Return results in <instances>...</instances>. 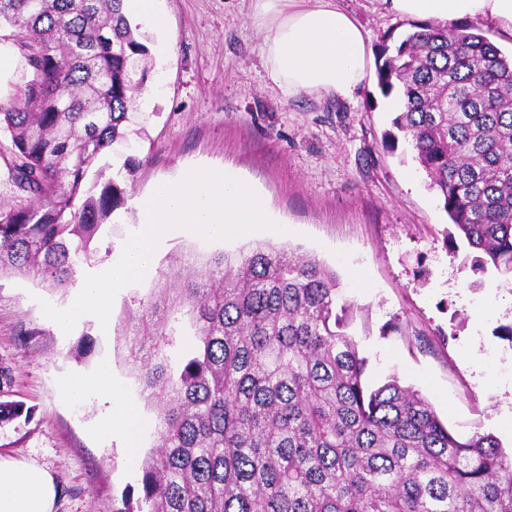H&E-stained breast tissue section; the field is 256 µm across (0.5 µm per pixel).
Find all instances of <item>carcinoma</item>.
<instances>
[{
	"label": "carcinoma",
	"instance_id": "carcinoma-1",
	"mask_svg": "<svg viewBox=\"0 0 512 512\" xmlns=\"http://www.w3.org/2000/svg\"><path fill=\"white\" fill-rule=\"evenodd\" d=\"M122 0H0L32 69L0 112L19 202L0 205V271L64 286L125 190L98 184L99 159L127 142L135 56ZM380 48L377 85L401 111L471 270L512 276V56L469 22L411 24ZM96 181L87 183L90 171ZM201 284L131 318L143 390L164 405L146 461L148 512H512V455L496 436L452 433L432 404L390 376L367 383L353 309L316 259L257 243L221 251ZM196 347L175 361L169 337ZM30 418L0 402V423Z\"/></svg>",
	"mask_w": 512,
	"mask_h": 512
}]
</instances>
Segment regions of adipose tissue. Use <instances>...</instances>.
I'll return each mask as SVG.
<instances>
[{
	"instance_id": "adipose-tissue-1",
	"label": "adipose tissue",
	"mask_w": 512,
	"mask_h": 512,
	"mask_svg": "<svg viewBox=\"0 0 512 512\" xmlns=\"http://www.w3.org/2000/svg\"><path fill=\"white\" fill-rule=\"evenodd\" d=\"M266 16L263 54L269 76L283 96L301 93L349 96L364 83L370 41L337 0H256ZM395 14L442 23L485 21L512 39V0H386ZM96 394L108 408L97 430L121 434L134 446L140 425L135 407L115 381L110 362L71 380L64 397ZM55 476L33 461L0 455V512H54Z\"/></svg>"
}]
</instances>
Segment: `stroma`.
<instances>
[{"instance_id": "stroma-1", "label": "stroma", "mask_w": 512, "mask_h": 512, "mask_svg": "<svg viewBox=\"0 0 512 512\" xmlns=\"http://www.w3.org/2000/svg\"><path fill=\"white\" fill-rule=\"evenodd\" d=\"M339 5L372 47L409 29L385 0ZM160 6L167 31L144 26L139 40L148 49L141 65L161 71L162 83L137 94L133 109L144 120L132 127L128 150L101 161L105 177L124 188L123 205L102 225L90 260L77 265L67 287L0 273V363L12 374L0 401L32 410L30 419L0 426V453L36 461L55 475V512H134L144 463L158 442L161 406L140 393L125 347L129 318L159 283L180 288L192 279L185 256L206 258L257 242L314 257L335 272L354 306L351 332L369 359L372 386L397 375L451 431L490 433L511 449L512 339L500 329L512 324V281L492 270L474 279L467 244L447 245L452 226L411 143L385 137L398 100L381 95L372 73L347 97L284 99L262 56L253 0H160ZM129 155L137 164L127 169ZM224 163L256 185L287 233L257 231L227 242L172 236L159 243L144 280L116 296L108 326L90 315L59 335L40 300L66 304L83 276L118 258L138 223L134 198L189 166ZM392 319L398 331L381 335ZM105 359L140 405L138 449L93 432L105 411L97 400L63 398L67 380Z\"/></svg>"}]
</instances>
